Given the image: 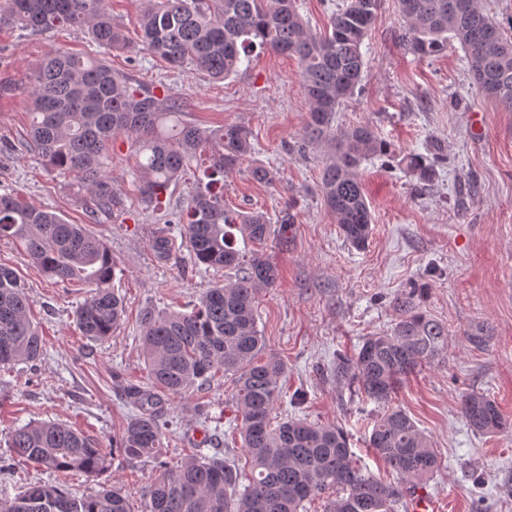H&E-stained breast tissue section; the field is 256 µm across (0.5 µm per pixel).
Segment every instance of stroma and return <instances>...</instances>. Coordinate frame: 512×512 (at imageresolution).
I'll return each mask as SVG.
<instances>
[{
	"label": "stroma",
	"instance_id": "stroma-1",
	"mask_svg": "<svg viewBox=\"0 0 512 512\" xmlns=\"http://www.w3.org/2000/svg\"><path fill=\"white\" fill-rule=\"evenodd\" d=\"M147 2L110 0L113 20L129 37L127 48L110 52L65 27L43 33L0 28V194H17L70 223L88 225L112 252V286L126 306L123 325L108 339L82 336L73 314L83 291L44 277L20 242L0 239V264L22 277L45 344L40 361L0 372V455H7L15 427L49 420L80 428L111 450L132 414L125 388L150 385L141 352L142 311L191 310L207 288L224 280L223 270H195L176 223L196 185L193 174L169 187L163 210L146 209L132 174L130 144L115 136L109 173L124 207L92 219L75 180L48 171L22 146L31 120L30 70L46 53L61 50L106 57L133 83L181 97L188 122L245 126L255 147L252 163L274 170L271 185L253 180L248 170L233 172L225 179L224 200L231 209L260 210L272 220L286 209L294 216L283 237L269 239L263 249L280 276L258 296L266 347L288 367L275 417L343 428L376 476L398 482L365 443L376 405L337 382L330 365L337 354L355 353L366 336L390 328L398 317V295L423 288L420 307L447 326L448 349L410 376L394 403L438 450L441 468L424 490L440 512H512V435L472 432L459 405L461 393H483L512 420V112L478 90L459 45L435 58L411 54L400 40L397 0H383L362 45L361 88L337 111L334 127L370 123L396 153L421 149L432 138L444 150L435 188L427 194L387 158L362 163L373 224L359 250L344 239L322 202L328 148L299 149L309 105L296 59L258 49L249 67L221 82L189 66L168 67L138 39L137 18ZM162 237L169 240L164 255L154 249ZM477 323L492 333L483 350L466 339ZM161 401L173 424L160 460L130 463L117 455L97 476L18 461L0 472V499L31 483H64L80 496L114 483L141 512L158 461L179 465L211 432L220 457L247 469L230 379Z\"/></svg>",
	"mask_w": 512,
	"mask_h": 512
}]
</instances>
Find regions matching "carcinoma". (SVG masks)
I'll use <instances>...</instances> for the list:
<instances>
[{
  "mask_svg": "<svg viewBox=\"0 0 512 512\" xmlns=\"http://www.w3.org/2000/svg\"><path fill=\"white\" fill-rule=\"evenodd\" d=\"M382 0H343L329 28L315 34L297 10L296 0H149L138 19L142 45L174 68L187 64L223 80L249 64L257 47L293 55L301 66L309 102L301 149L327 142L331 153L322 174V201L340 232L356 249L365 248L373 224L359 177L361 164L389 152V144L369 123L334 132L337 109L363 79L362 44ZM405 19L401 41L420 58L442 55L458 43L474 83L489 99L512 111V38L489 16L481 0H398ZM41 32L65 25L100 48L126 46L122 27L105 0H3L0 27ZM32 119L30 150L54 172L75 175L86 210L110 213L123 200L108 172V143L122 134L135 155L138 192L143 202L161 206L160 195L180 180L191 164L200 176L179 213L195 266L228 271L224 283L207 289L191 311L141 315L145 364L162 392L182 396L210 385L217 373L231 379L240 419L239 435L250 470L218 454L196 448L175 469L159 462L142 512H301L305 504L336 491L329 512H396L413 489L440 468L431 440L393 397L418 368L442 357L448 329L420 311L415 293L396 299L397 322L364 338L352 356L336 363V380L382 408L367 447L401 477L387 484L375 477L350 448L341 428L285 418L272 425L282 396L287 366L266 352L258 329L257 299L278 278L261 254L236 247L237 237L259 244L275 230L259 211L235 213L224 207V176L254 152L250 132L228 124L206 130L182 120L179 98L158 96L112 71L103 59L58 52L30 72ZM398 165L422 186L435 180L434 160L422 153L402 155ZM0 237L18 240L46 276L75 287L89 286L75 310L81 333L104 340L121 326L124 298L112 289L115 263L107 245L84 224H71L56 211L35 207L11 193L0 194ZM24 283L0 265V368L38 360L43 339L29 315ZM467 338L476 348L491 334L477 323ZM136 413L119 442L128 460L158 457L166 422L157 394L135 390ZM460 412L478 434L512 433L490 397L460 396ZM10 457L51 472L108 470L106 454L81 430L62 422L27 423L9 439ZM247 485H242V480ZM0 512H131L121 489L103 487L77 497L60 485L34 484L0 502Z\"/></svg>",
  "mask_w": 512,
  "mask_h": 512,
  "instance_id": "obj_1",
  "label": "carcinoma"
}]
</instances>
